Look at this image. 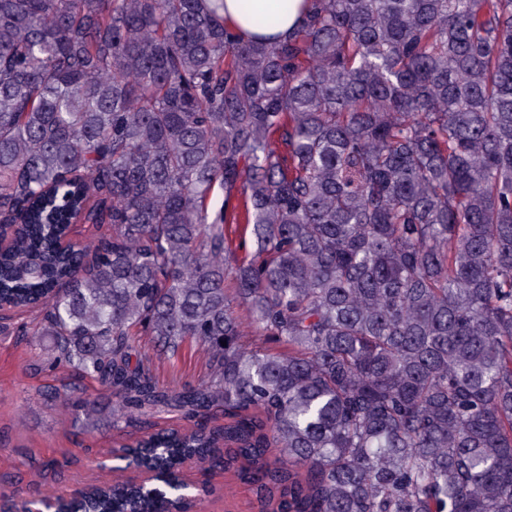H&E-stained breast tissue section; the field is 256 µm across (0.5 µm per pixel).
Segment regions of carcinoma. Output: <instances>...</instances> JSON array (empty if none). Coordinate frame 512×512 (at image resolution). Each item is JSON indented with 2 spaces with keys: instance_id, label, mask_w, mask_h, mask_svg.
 Segmentation results:
<instances>
[{
  "instance_id": "cac0c4a2",
  "label": "carcinoma",
  "mask_w": 512,
  "mask_h": 512,
  "mask_svg": "<svg viewBox=\"0 0 512 512\" xmlns=\"http://www.w3.org/2000/svg\"><path fill=\"white\" fill-rule=\"evenodd\" d=\"M306 2L246 40L224 0H0V293L113 424L194 420L135 463L260 512H512V0ZM186 343L209 372L159 386ZM74 507L157 512L123 478ZM240 0H224V16H230L238 22L245 37L253 34H262L267 36H277L288 33L298 23L302 21V17L306 13V5L304 0H294V8L277 27L268 30H258L254 28L251 22L241 13ZM183 478L186 480V491L200 490L195 482L214 488L213 494L200 492L199 500L189 512H259L254 486L234 471L224 473L215 470L211 473L192 466L183 471Z\"/></svg>"
}]
</instances>
